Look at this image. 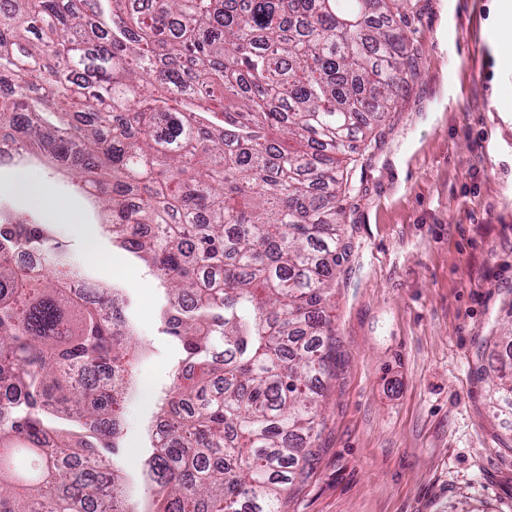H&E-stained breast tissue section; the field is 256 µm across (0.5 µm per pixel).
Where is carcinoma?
<instances>
[{"mask_svg": "<svg viewBox=\"0 0 512 512\" xmlns=\"http://www.w3.org/2000/svg\"><path fill=\"white\" fill-rule=\"evenodd\" d=\"M406 0H0V139L50 157L167 287L179 348L135 488L146 347L120 288L78 303L50 225L0 199V512H280L321 432L347 255L343 159L400 95ZM46 253L38 270L6 254ZM495 411L512 416V336ZM156 412L155 398L142 392L140 398H133L126 405V425L123 432L125 448H120L119 456L112 455L98 461L107 472L112 468L122 470L126 481L141 471V464L147 457L149 448L146 435L147 426Z\"/></svg>", "mask_w": 512, "mask_h": 512, "instance_id": "obj_1", "label": "carcinoma"}]
</instances>
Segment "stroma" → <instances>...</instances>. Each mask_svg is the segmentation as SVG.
I'll list each match as a JSON object with an SVG mask.
<instances>
[{"instance_id":"obj_1","label":"stroma","mask_w":512,"mask_h":512,"mask_svg":"<svg viewBox=\"0 0 512 512\" xmlns=\"http://www.w3.org/2000/svg\"><path fill=\"white\" fill-rule=\"evenodd\" d=\"M512 0H409L411 71L392 112L349 164L348 253L327 307L336 361L314 455L283 512H512V450L484 372L512 332ZM24 173L60 218L55 237L94 283L122 284L149 347L148 386L171 381L164 291L112 243L70 173ZM156 412L126 405L104 470L136 476Z\"/></svg>"}]
</instances>
